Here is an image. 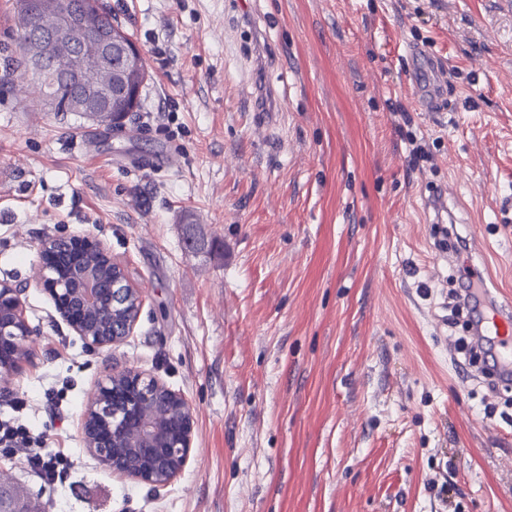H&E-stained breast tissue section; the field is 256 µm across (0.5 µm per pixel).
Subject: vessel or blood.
<instances>
[{"label":"vessel or blood","instance_id":"b4317fda","mask_svg":"<svg viewBox=\"0 0 512 512\" xmlns=\"http://www.w3.org/2000/svg\"><path fill=\"white\" fill-rule=\"evenodd\" d=\"M414 66L409 81L414 90L413 102L418 110L435 111L442 98L445 74L436 59L413 50ZM474 308V332L488 350L494 364L493 377L512 380V301L493 295L490 288L475 289L471 298Z\"/></svg>","mask_w":512,"mask_h":512}]
</instances>
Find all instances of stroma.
I'll use <instances>...</instances> for the list:
<instances>
[{
    "instance_id": "stroma-1",
    "label": "stroma",
    "mask_w": 512,
    "mask_h": 512,
    "mask_svg": "<svg viewBox=\"0 0 512 512\" xmlns=\"http://www.w3.org/2000/svg\"><path fill=\"white\" fill-rule=\"evenodd\" d=\"M239 1L104 0L148 72L107 128L13 89L0 0V280L34 331L0 412L25 399L74 461L51 488L1 454L0 476L39 512H512V387L462 377L450 279L469 267L512 299V9ZM414 47L446 69L434 115L413 106ZM439 190L484 257L441 259L424 214ZM73 234L142 292L122 344L86 347L39 283L43 242ZM129 367L193 414L163 487L113 475L82 438L99 383Z\"/></svg>"
}]
</instances>
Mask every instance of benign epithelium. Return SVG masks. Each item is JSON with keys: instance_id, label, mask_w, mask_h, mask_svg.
Instances as JSON below:
<instances>
[{"instance_id": "obj_1", "label": "benign epithelium", "mask_w": 512, "mask_h": 512, "mask_svg": "<svg viewBox=\"0 0 512 512\" xmlns=\"http://www.w3.org/2000/svg\"><path fill=\"white\" fill-rule=\"evenodd\" d=\"M71 3L72 0H23L20 15L25 24H31L34 7L39 4L53 9L67 22ZM62 35L58 31L33 40L25 80H45L46 65L56 60ZM137 54L139 49L131 41L102 42L95 67L114 69L117 59H130ZM109 104L110 98L92 87L78 94L70 109L95 119ZM42 253L43 288L76 335L92 348L122 343L131 334L142 305L141 290L129 283L125 268L113 263L112 286L101 287L99 274L83 259L107 256L109 252L100 243L76 235L44 242ZM103 298L108 299L112 311V327H121L122 333L103 335L87 318V312ZM30 335L21 290L0 281V368L10 369L4 353L19 352L21 343ZM193 430V414L183 395L136 368L114 372L100 383L82 426L86 447L112 473L154 486L168 484L182 472L192 451Z\"/></svg>"}]
</instances>
